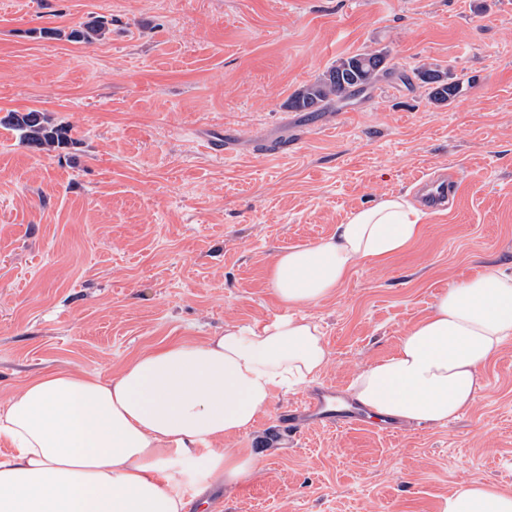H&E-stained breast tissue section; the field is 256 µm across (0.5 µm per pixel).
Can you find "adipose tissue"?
<instances>
[{"instance_id": "obj_1", "label": "adipose tissue", "mask_w": 512, "mask_h": 512, "mask_svg": "<svg viewBox=\"0 0 512 512\" xmlns=\"http://www.w3.org/2000/svg\"><path fill=\"white\" fill-rule=\"evenodd\" d=\"M424 214L402 196L353 211L333 235L274 260L280 314L157 347L109 377L71 369L32 376L0 404V512H185L189 496L253 478L261 452L217 449L252 429L277 394L313 383L329 353L303 315L358 261L418 240ZM512 340V269L497 266L441 293L395 351L356 374L348 396L375 418L443 425L476 400L481 372ZM443 512H512V492L460 484Z\"/></svg>"}]
</instances>
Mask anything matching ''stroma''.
I'll use <instances>...</instances> for the list:
<instances>
[{
	"mask_svg": "<svg viewBox=\"0 0 512 512\" xmlns=\"http://www.w3.org/2000/svg\"><path fill=\"white\" fill-rule=\"evenodd\" d=\"M109 19L90 44L69 31ZM387 52L395 76L312 116L291 94L337 60ZM420 68L463 81L429 100ZM409 82H401V75ZM44 112L77 149L45 152L0 125V402L33 375L110 377L162 344L202 341L281 308L275 256L333 234L414 178L468 174L454 209L383 263L358 262L304 308L346 390L437 296L512 262V0H0V118ZM473 405L392 434L316 424L286 436L278 396L257 475L205 512H442L460 483L512 491V341Z\"/></svg>",
	"mask_w": 512,
	"mask_h": 512,
	"instance_id": "35a3bbf8",
	"label": "stroma"
}]
</instances>
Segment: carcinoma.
Wrapping results in <instances>:
<instances>
[{"label": "carcinoma", "instance_id": "carcinoma-1", "mask_svg": "<svg viewBox=\"0 0 512 512\" xmlns=\"http://www.w3.org/2000/svg\"><path fill=\"white\" fill-rule=\"evenodd\" d=\"M104 33V21L95 18L71 30L69 38L75 42H91ZM392 75L385 52L357 53L336 61L314 83L296 90L288 98V108L295 112H326L334 102L345 100ZM418 78L427 86L428 96L435 103H445L461 91L459 83L447 81L438 70H421ZM7 122L19 133L21 143L42 151L79 145L70 125L54 123L37 110L11 112Z\"/></svg>", "mask_w": 512, "mask_h": 512}]
</instances>
